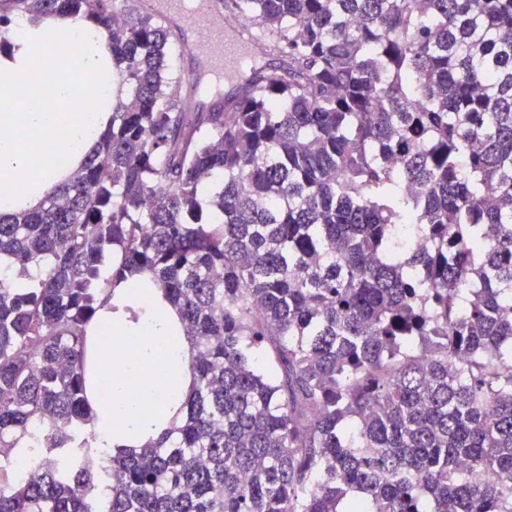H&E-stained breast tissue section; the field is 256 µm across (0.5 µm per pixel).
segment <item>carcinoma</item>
Listing matches in <instances>:
<instances>
[{
    "mask_svg": "<svg viewBox=\"0 0 512 512\" xmlns=\"http://www.w3.org/2000/svg\"><path fill=\"white\" fill-rule=\"evenodd\" d=\"M224 9L279 62L187 112L155 13L0 0L103 29L115 85L0 214V512H512V0ZM145 296L187 350L145 378L184 393L85 470Z\"/></svg>",
    "mask_w": 512,
    "mask_h": 512,
    "instance_id": "obj_1",
    "label": "carcinoma"
}]
</instances>
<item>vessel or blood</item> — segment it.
I'll use <instances>...</instances> for the list:
<instances>
[{"label": "vessel or blood", "instance_id": "1", "mask_svg": "<svg viewBox=\"0 0 512 512\" xmlns=\"http://www.w3.org/2000/svg\"><path fill=\"white\" fill-rule=\"evenodd\" d=\"M142 6L169 21L185 49L188 82H195L198 70L203 69L233 84L255 69L253 47L225 10L223 0H202L191 10L186 9L184 0H142Z\"/></svg>", "mask_w": 512, "mask_h": 512}]
</instances>
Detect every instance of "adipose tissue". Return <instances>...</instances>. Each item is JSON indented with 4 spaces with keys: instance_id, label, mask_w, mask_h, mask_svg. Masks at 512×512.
Returning a JSON list of instances; mask_svg holds the SVG:
<instances>
[{
    "instance_id": "adipose-tissue-1",
    "label": "adipose tissue",
    "mask_w": 512,
    "mask_h": 512,
    "mask_svg": "<svg viewBox=\"0 0 512 512\" xmlns=\"http://www.w3.org/2000/svg\"><path fill=\"white\" fill-rule=\"evenodd\" d=\"M70 33L79 47L73 59L54 57V32ZM8 46L0 53V212H14L36 203L47 186L63 172L58 157L78 164L105 126L102 112H81L70 78L78 72L90 79L99 96L112 95V85L102 73L112 58L103 48L99 29L69 17L37 24L19 20L0 33ZM70 128L57 145L56 154L42 152L41 144L55 128ZM144 396L131 397L122 387L113 390L109 411L97 421L98 444L103 448L134 445L152 437L154 427L144 417Z\"/></svg>"
}]
</instances>
